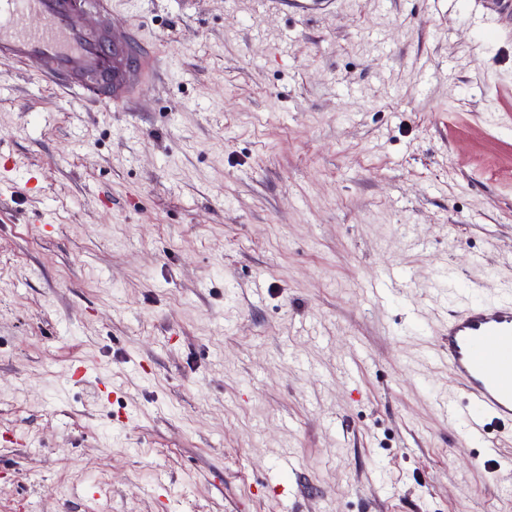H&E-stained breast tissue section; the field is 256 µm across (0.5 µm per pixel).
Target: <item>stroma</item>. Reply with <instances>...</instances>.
<instances>
[{
    "instance_id": "stroma-1",
    "label": "stroma",
    "mask_w": 512,
    "mask_h": 512,
    "mask_svg": "<svg viewBox=\"0 0 512 512\" xmlns=\"http://www.w3.org/2000/svg\"><path fill=\"white\" fill-rule=\"evenodd\" d=\"M109 22L126 107L0 66V512H512L423 359L512 289V7Z\"/></svg>"
}]
</instances>
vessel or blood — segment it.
I'll return each mask as SVG.
<instances>
[{
	"label": "vessel or blood",
	"instance_id": "b4317fda",
	"mask_svg": "<svg viewBox=\"0 0 512 512\" xmlns=\"http://www.w3.org/2000/svg\"><path fill=\"white\" fill-rule=\"evenodd\" d=\"M306 16L329 9L334 0H257ZM105 31L90 33L70 0H0V63L31 67L62 88L115 105L128 103L146 85V62L116 70L124 43L104 52ZM446 348L454 394L438 408L451 422H465L471 434L512 436V294L491 299L463 297L448 315Z\"/></svg>",
	"mask_w": 512,
	"mask_h": 512
}]
</instances>
